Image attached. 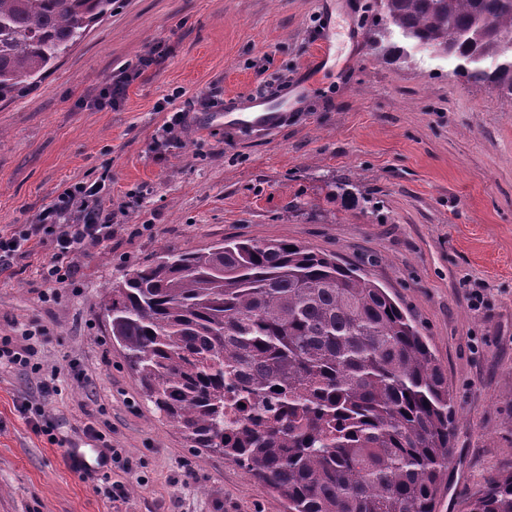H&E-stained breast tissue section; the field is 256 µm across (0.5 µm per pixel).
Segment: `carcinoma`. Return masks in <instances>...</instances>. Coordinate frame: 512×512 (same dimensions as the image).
<instances>
[{
	"instance_id": "1",
	"label": "carcinoma",
	"mask_w": 512,
	"mask_h": 512,
	"mask_svg": "<svg viewBox=\"0 0 512 512\" xmlns=\"http://www.w3.org/2000/svg\"><path fill=\"white\" fill-rule=\"evenodd\" d=\"M398 58L429 52L512 99V0H377ZM112 0H0V99ZM113 340L192 448H217L288 512H435L455 438L448 377L384 288L288 240L168 249L106 291ZM281 390H275V387ZM466 512H512V472Z\"/></svg>"
}]
</instances>
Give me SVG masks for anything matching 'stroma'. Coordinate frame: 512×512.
Returning <instances> with one entry per match:
<instances>
[{"label":"stroma","instance_id":"stroma-1","mask_svg":"<svg viewBox=\"0 0 512 512\" xmlns=\"http://www.w3.org/2000/svg\"><path fill=\"white\" fill-rule=\"evenodd\" d=\"M378 18L375 0H112L52 69L0 101V235L101 177L112 214L72 280L45 279L48 239L0 270V341L30 332L36 349L25 367L0 360V512H288L221 453L189 447L103 316L106 287L163 247L236 237L336 255L415 322L456 408L436 512H464L512 470V100L431 54L383 56L368 35ZM326 40L328 68L309 70ZM148 55L115 105L94 104ZM277 93L274 130L209 122L228 98ZM178 110L183 123L157 148ZM24 399L49 431L18 412ZM74 450L106 463L75 469Z\"/></svg>","mask_w":512,"mask_h":512}]
</instances>
